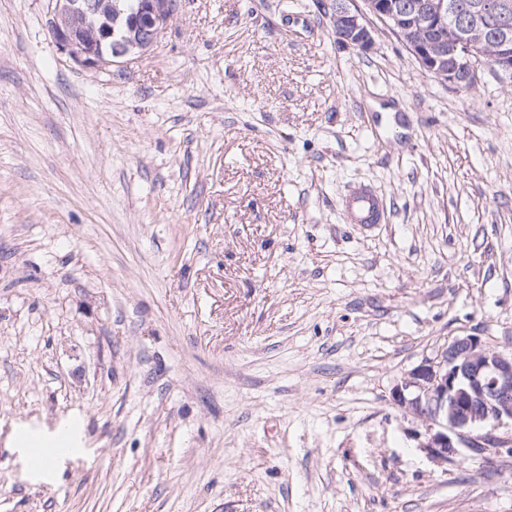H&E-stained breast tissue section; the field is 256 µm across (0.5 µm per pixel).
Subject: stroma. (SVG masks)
Here are the masks:
<instances>
[{
	"label": "stroma",
	"mask_w": 512,
	"mask_h": 512,
	"mask_svg": "<svg viewBox=\"0 0 512 512\" xmlns=\"http://www.w3.org/2000/svg\"><path fill=\"white\" fill-rule=\"evenodd\" d=\"M332 2L176 0L95 73L0 0V512H512V451L437 466L391 399L512 349V81L341 45ZM341 207L348 224H380L384 218L382 199L368 187L348 189L341 199Z\"/></svg>",
	"instance_id": "35a3bbf8"
}]
</instances>
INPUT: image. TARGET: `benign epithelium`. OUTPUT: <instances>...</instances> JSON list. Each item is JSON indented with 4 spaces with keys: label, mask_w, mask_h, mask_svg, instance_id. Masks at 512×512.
<instances>
[{
    "label": "benign epithelium",
    "mask_w": 512,
    "mask_h": 512,
    "mask_svg": "<svg viewBox=\"0 0 512 512\" xmlns=\"http://www.w3.org/2000/svg\"><path fill=\"white\" fill-rule=\"evenodd\" d=\"M51 0V36L57 50L78 66L110 72L145 55L161 39L174 12L175 0ZM334 0L332 27L337 42L362 52L373 46L367 16L381 21L438 80L466 90L483 62L472 54L470 16H448L447 0ZM478 14L497 18L512 14V0H480ZM423 25L435 33L421 40L410 29ZM454 36L448 37V28ZM492 65L512 75V43L502 29L495 35ZM394 404L422 426L418 448L431 462L444 465L468 448L507 447L493 435L512 426V352L489 346L479 336L454 338L432 358L407 372L391 392Z\"/></svg>",
    "instance_id": "1"
}]
</instances>
